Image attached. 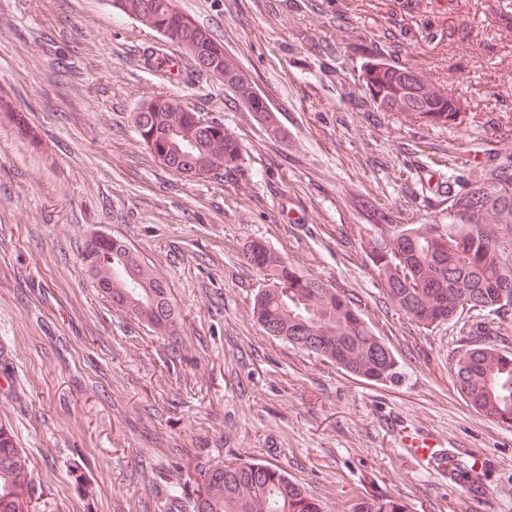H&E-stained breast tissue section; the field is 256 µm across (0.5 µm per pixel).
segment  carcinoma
<instances>
[{"label":"carcinoma","instance_id":"carcinoma-1","mask_svg":"<svg viewBox=\"0 0 512 512\" xmlns=\"http://www.w3.org/2000/svg\"><path fill=\"white\" fill-rule=\"evenodd\" d=\"M112 7L156 31L164 44L191 56L199 69L224 81L239 100L270 120L263 99L224 46L182 14L174 0H111ZM365 62L362 106L369 112H399L423 126L455 125L457 102L432 92L403 65L380 58L371 39L361 44ZM140 140L151 156L189 178H222L240 164V146L224 124L175 96L143 103L134 115ZM373 277L397 312L435 328L463 313L501 317L512 309V159L488 169L483 181L451 196L448 221L395 224L373 209ZM492 213L497 222H484ZM247 261L263 276L253 295V318L265 333L360 378L391 382L398 360L377 336L362 309L330 281L288 264L284 253L251 242ZM96 287L146 323L157 336L178 335L167 285L135 251L103 235L84 249ZM475 322L455 361V385L474 411L512 424V355L482 340ZM27 457L0 428V512H24L32 501ZM195 512H321L320 504L279 466L235 462L209 469L198 486ZM354 512H406L397 499L361 501Z\"/></svg>","mask_w":512,"mask_h":512}]
</instances>
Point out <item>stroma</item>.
<instances>
[{"label":"stroma","mask_w":512,"mask_h":512,"mask_svg":"<svg viewBox=\"0 0 512 512\" xmlns=\"http://www.w3.org/2000/svg\"><path fill=\"white\" fill-rule=\"evenodd\" d=\"M330 3L176 0L238 60L273 136L191 58L174 82L146 68L160 36L108 0H0V427L31 464L36 512H194L205 472L236 460L280 466L322 512L391 497L410 512H512V427L457 391L459 325L427 330L387 304L354 206L370 198L427 224L448 211L437 184L449 170L473 184L512 157V123L499 121L512 113L500 29L512 0ZM387 30L395 62L458 100L465 123L359 108L356 46ZM160 94L223 123L240 170L187 179L154 159L133 115ZM98 234L167 280L178 336L100 294L82 263ZM254 240L342 288L400 378L369 382L267 336L251 311ZM415 431L479 481L408 457L401 437Z\"/></svg>","instance_id":"stroma-1"}]
</instances>
